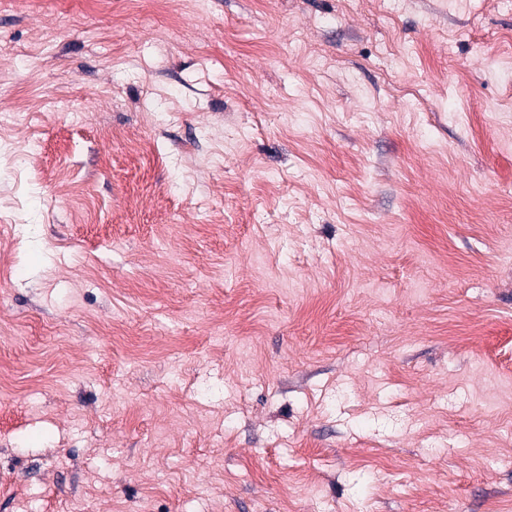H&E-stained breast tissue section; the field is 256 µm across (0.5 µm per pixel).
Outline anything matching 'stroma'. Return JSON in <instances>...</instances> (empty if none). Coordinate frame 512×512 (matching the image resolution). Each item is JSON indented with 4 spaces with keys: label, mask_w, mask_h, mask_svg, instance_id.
<instances>
[{
    "label": "stroma",
    "mask_w": 512,
    "mask_h": 512,
    "mask_svg": "<svg viewBox=\"0 0 512 512\" xmlns=\"http://www.w3.org/2000/svg\"><path fill=\"white\" fill-rule=\"evenodd\" d=\"M0 512H512V0H0Z\"/></svg>",
    "instance_id": "obj_1"
}]
</instances>
